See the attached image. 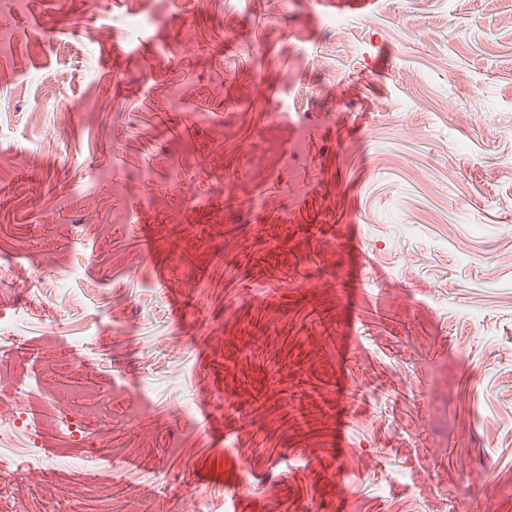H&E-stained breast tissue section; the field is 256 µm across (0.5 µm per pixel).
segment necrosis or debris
Here are the masks:
<instances>
[{"instance_id": "4bbe7bcc", "label": "necrosis or debris", "mask_w": 512, "mask_h": 512, "mask_svg": "<svg viewBox=\"0 0 512 512\" xmlns=\"http://www.w3.org/2000/svg\"><path fill=\"white\" fill-rule=\"evenodd\" d=\"M31 304L30 297L19 295L0 306V349L7 351L0 360V404L15 406L10 421L0 425V471L12 475L0 484V512H28L34 499L40 512H113L123 484L112 483L109 494H100L80 471L63 467L60 453L104 456V448L91 445L92 429L104 424L117 435L132 428L149 383L141 381L121 404L117 386L89 378L81 362L42 363L40 347L55 341L57 328L47 326L36 337L18 335V323ZM62 395L72 398L74 410L60 409ZM52 482L61 485V495L42 497L43 486Z\"/></svg>"}]
</instances>
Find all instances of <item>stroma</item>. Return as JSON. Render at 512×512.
Returning a JSON list of instances; mask_svg holds the SVG:
<instances>
[{"label": "stroma", "instance_id": "1", "mask_svg": "<svg viewBox=\"0 0 512 512\" xmlns=\"http://www.w3.org/2000/svg\"><path fill=\"white\" fill-rule=\"evenodd\" d=\"M133 11L149 41L117 24ZM58 71L57 99L21 93ZM0 100V273L36 294L18 334L62 320L43 362L99 377L108 349L163 401L97 429L128 468L67 462L124 482L119 512H146L159 468L173 512L490 491L512 512V0H18ZM286 112L314 120L297 153ZM203 408L211 429L161 459ZM187 432H198L197 426L182 414L171 430L168 431L165 441L162 445L161 453L167 456H178L184 450V436Z\"/></svg>", "mask_w": 512, "mask_h": 512}]
</instances>
